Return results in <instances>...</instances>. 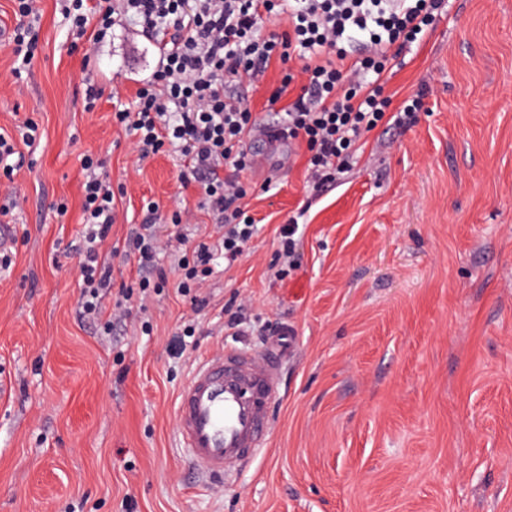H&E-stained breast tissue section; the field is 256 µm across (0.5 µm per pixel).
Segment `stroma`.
Returning a JSON list of instances; mask_svg holds the SVG:
<instances>
[{
    "label": "stroma",
    "mask_w": 512,
    "mask_h": 512,
    "mask_svg": "<svg viewBox=\"0 0 512 512\" xmlns=\"http://www.w3.org/2000/svg\"><path fill=\"white\" fill-rule=\"evenodd\" d=\"M34 8L40 49L20 77L0 44V129L31 119L40 133L0 265V512H512V0H449L387 85L397 106L422 94L417 123L379 125L318 197L287 143H252V254L217 267L201 310L162 255L164 289L108 334L78 313L84 154L119 196L113 243L151 201L194 209L197 239L216 221L173 148L138 162L112 119L153 46L128 24L87 62L55 0ZM90 78L103 96L89 112ZM293 216L301 264L284 278ZM269 324L295 341L268 445L210 486L180 446L175 398L206 355L264 348ZM299 224L297 221L289 220L287 224H282L279 232V240H278V256L284 259V262L287 263V270H283L282 277L288 276L290 274L291 268H294L296 265L295 261V249H296V239L295 235L298 231Z\"/></svg>",
    "instance_id": "obj_1"
}]
</instances>
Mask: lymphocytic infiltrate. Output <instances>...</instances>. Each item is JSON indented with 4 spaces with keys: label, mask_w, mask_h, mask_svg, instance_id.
Listing matches in <instances>:
<instances>
[{
    "label": "lymphocytic infiltrate",
    "mask_w": 512,
    "mask_h": 512,
    "mask_svg": "<svg viewBox=\"0 0 512 512\" xmlns=\"http://www.w3.org/2000/svg\"><path fill=\"white\" fill-rule=\"evenodd\" d=\"M16 25L7 43L21 66L38 51L32 32L37 14L33 0H13ZM64 19L85 41V56L110 40L115 27L135 22L152 40L157 67L137 85L131 105L117 108L116 124L132 136L139 161L164 146L179 149L186 159L181 184L197 181L203 205L218 220L216 240L190 241L180 227L190 212L176 209L174 231H160L157 203L143 206L140 224L132 227L122 247L112 244L115 194L103 161L84 156L82 217L86 247L79 268L85 290L82 315H100L101 291L112 287L109 255L135 258L139 279L117 289L114 318L143 306L149 290L167 282L157 256L174 252L177 290L204 308V289L216 257L234 263L248 255L258 231L247 213L248 192L241 180L251 166L249 144L255 132L274 140L304 141L308 152L307 184L320 192L337 174L348 170L355 146L379 123L400 128L416 123L418 100L391 111L384 89L388 73L408 46L420 41L444 15L446 0H57ZM286 16L283 33L263 32V16ZM301 59L299 74L285 73L269 104L283 96L291 101L282 120L265 123L235 94L242 81L257 82L272 61ZM38 125L25 121L16 136L0 133V223L17 206L9 184L22 166L18 144H32Z\"/></svg>",
    "instance_id": "f902f5d3"
}]
</instances>
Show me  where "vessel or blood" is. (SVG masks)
I'll return each instance as SVG.
<instances>
[{
  "label": "vessel or blood",
  "mask_w": 512,
  "mask_h": 512,
  "mask_svg": "<svg viewBox=\"0 0 512 512\" xmlns=\"http://www.w3.org/2000/svg\"><path fill=\"white\" fill-rule=\"evenodd\" d=\"M289 337L262 351L220 350L205 357L176 397L179 439L195 468L218 483L265 444L269 411L280 398V361Z\"/></svg>",
  "instance_id": "b4317fda"
}]
</instances>
